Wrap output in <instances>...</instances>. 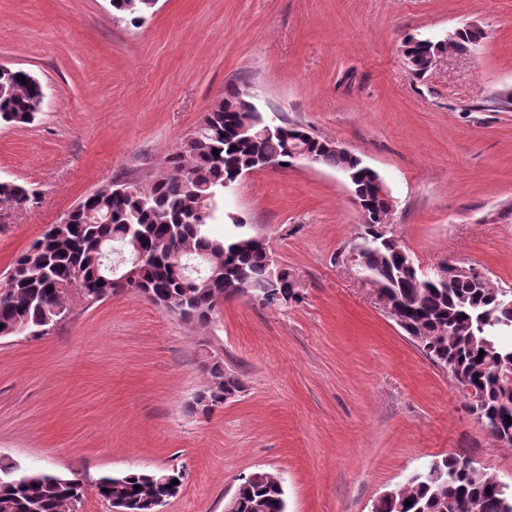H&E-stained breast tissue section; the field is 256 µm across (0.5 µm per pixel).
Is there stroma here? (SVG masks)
<instances>
[{
    "mask_svg": "<svg viewBox=\"0 0 512 512\" xmlns=\"http://www.w3.org/2000/svg\"><path fill=\"white\" fill-rule=\"evenodd\" d=\"M465 25L476 45L414 74L406 37ZM0 63L45 93L33 124L0 125V178L39 196L0 207V278L85 196L166 171L232 87L377 171L389 233L422 271L452 260L512 288V0H158L139 25L109 0H0ZM350 190L299 164L226 199L287 269L286 303L224 301L201 325L117 294L48 335L0 337V455L93 479L180 469L162 512H224L259 469L282 477L287 512H370L448 455L512 484V447L343 262L362 222ZM213 356L241 389L190 412Z\"/></svg>",
    "mask_w": 512,
    "mask_h": 512,
    "instance_id": "1",
    "label": "stroma"
}]
</instances>
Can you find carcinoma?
Returning a JSON list of instances; mask_svg holds the SVG:
<instances>
[{"label":"carcinoma","instance_id":"1","mask_svg":"<svg viewBox=\"0 0 512 512\" xmlns=\"http://www.w3.org/2000/svg\"><path fill=\"white\" fill-rule=\"evenodd\" d=\"M110 5L133 24L153 14L151 0H110ZM476 39L473 31L462 29L450 41L410 36L404 48L413 72L421 75L436 52L449 46L464 49ZM20 75L26 82L18 80ZM42 99V85L30 72H0V124L33 123L41 114ZM244 103L238 92L226 91L204 115L203 128L168 158L173 173L147 185L129 184L121 193L105 187L86 196L21 253L9 270L8 292L0 296V336L15 335L14 328L23 324L37 336L47 334L60 320L56 310L65 306L71 288L87 290L85 298L94 303L104 296L131 293L166 313L204 325L227 291L262 280L265 247L254 237H212L209 226L224 218V180L266 159L288 160L287 148L304 128L285 125L278 134L246 138L242 126L259 129L264 116L239 111ZM306 143L318 164L350 177L370 208H384L375 188L377 172L310 136ZM33 193L14 180L0 179L1 207L20 209ZM113 243L126 252H109ZM366 264L393 278L390 292L402 306L408 335L429 344L426 355L434 363L453 364L475 384L482 392L480 414L501 419V429L492 438L512 446V385L500 378L512 374V308H505L512 288L468 282L450 287L425 277L397 250L382 245L366 255ZM123 268L133 271L127 285L117 282ZM207 373V386L190 403L195 412L207 401H223L227 385L240 390L239 380L224 372L222 360L214 361ZM12 469L11 460L0 459V512H74L85 496L65 475L47 471L16 483ZM164 474L162 482L159 475L140 470L101 476L95 479L96 494L108 503L120 501L125 512H154L160 500L177 493L179 485L172 480H182L179 471ZM236 493L238 512H286L284 487L273 473L242 478ZM407 500L412 505H405ZM371 512H512V489H501L493 474L448 455L412 472L392 496L378 499Z\"/></svg>","mask_w":512,"mask_h":512}]
</instances>
